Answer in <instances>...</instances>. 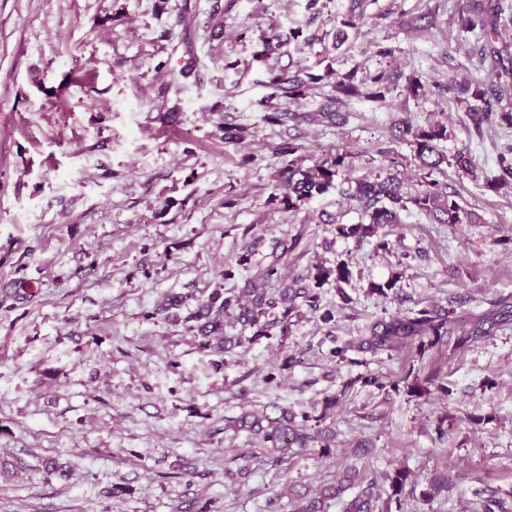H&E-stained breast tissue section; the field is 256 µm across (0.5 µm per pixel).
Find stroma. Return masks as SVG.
Listing matches in <instances>:
<instances>
[{
	"label": "stroma",
	"instance_id": "1",
	"mask_svg": "<svg viewBox=\"0 0 512 512\" xmlns=\"http://www.w3.org/2000/svg\"><path fill=\"white\" fill-rule=\"evenodd\" d=\"M464 2L0 0V512H293L295 492L339 482L328 512L366 490L386 512L399 472L401 512L512 510V188L485 185L512 128L476 136L444 91L495 79L455 23ZM352 13L361 21L337 43ZM294 29L312 42L287 45L281 66L323 77L300 111L348 73L385 74L384 100L339 97L336 126L264 122L256 35ZM193 59L197 78L182 79ZM411 75L426 94L408 95ZM226 122L246 140L225 142ZM437 122L439 150L468 153L473 171L434 177L480 223L410 210L388 249L341 237L361 219L356 180L395 159L417 188L395 134ZM288 138L304 164L336 151L347 164L296 212L267 203ZM295 235L286 279L344 261L350 281L328 279L287 336L245 334L215 367L183 317L214 289L243 288L244 250L264 265ZM169 295L185 305L157 312ZM424 307L454 308L467 328L485 318L487 333L369 346L374 325ZM272 404L306 416L330 453L275 464L225 429Z\"/></svg>",
	"mask_w": 512,
	"mask_h": 512
}]
</instances>
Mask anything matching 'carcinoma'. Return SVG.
Listing matches in <instances>:
<instances>
[{"label": "carcinoma", "instance_id": "carcinoma-1", "mask_svg": "<svg viewBox=\"0 0 512 512\" xmlns=\"http://www.w3.org/2000/svg\"><path fill=\"white\" fill-rule=\"evenodd\" d=\"M459 27L473 33L483 42L480 48L481 64L496 73V81L486 84L482 81H466L446 88V91L463 95L468 105V115L477 135L500 120L512 126V112L505 106L512 104V45L500 42L502 31L512 26V8L501 0H467L458 16ZM257 39L261 50L253 55V60L266 67L271 89L268 100L275 101L272 111L264 115L270 125L294 126L306 122L336 123L340 114L333 109L339 98H331L316 112H299L300 105L309 90L324 79V76L305 72L290 74L278 63L280 49L287 41L260 34ZM355 75L349 74L336 82V91L345 95H362L367 99L382 101L381 92L384 74L371 79L372 85L361 90L354 83ZM400 137L409 139V144L421 171L420 189L415 193H405L397 175L390 174L382 180H359L353 189V196L364 203L363 221L339 228V234L348 237L364 238L374 235L378 229L389 224L401 223V213L413 207L420 212L434 216L441 224H478L481 217L461 206L454 195L433 179V173L440 170L442 164L455 167L469 174L473 166L469 155L459 151L448 157L438 149V141L448 137L447 127L442 123L431 124L425 128L400 130ZM300 147L293 141H283L274 147L275 154L282 158L278 169L274 192L269 204L281 211L296 212L310 199L322 195L335 186V182L344 176L347 165L344 155L328 154L322 161L305 167L296 156ZM512 184V149L497 158V171L486 178V187L496 190ZM299 244L294 237L288 246L274 243L271 260L265 265L251 266L250 253L239 257L238 265L247 272L245 286L241 294H227L214 290L196 307L183 317L187 329L197 334L199 349L204 352L228 353L239 344L226 332L224 317L231 316L233 324L240 326V332L255 329L256 336H269L276 329L279 336L288 335L290 319L298 314L301 302L312 310L317 309V296L305 283L306 277L297 276L287 284L282 279V259ZM461 320L455 310L441 311L436 308H422L413 315L396 317L382 322L373 328L372 345L376 348L387 347L393 340L434 336L441 339L458 331ZM225 424L248 431L258 439L262 448L281 459L299 454V450L319 440H324L322 432H310L306 425L295 422V416L286 410L276 417L262 412H245L235 417L224 418Z\"/></svg>", "mask_w": 512, "mask_h": 512}]
</instances>
